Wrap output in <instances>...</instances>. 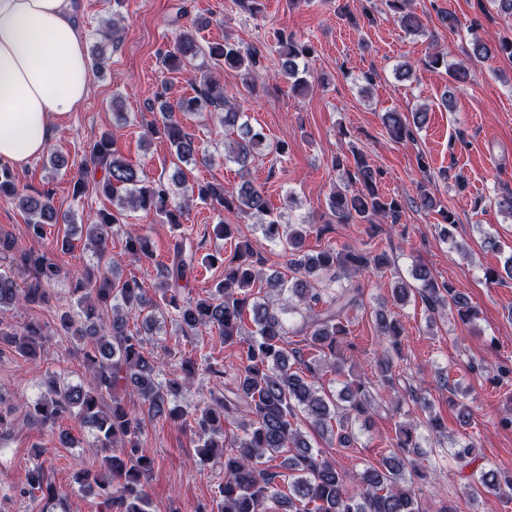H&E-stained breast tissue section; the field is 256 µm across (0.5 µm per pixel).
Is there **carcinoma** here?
Wrapping results in <instances>:
<instances>
[{
  "label": "carcinoma",
  "instance_id": "carcinoma-1",
  "mask_svg": "<svg viewBox=\"0 0 512 512\" xmlns=\"http://www.w3.org/2000/svg\"><path fill=\"white\" fill-rule=\"evenodd\" d=\"M411 0H386L395 20L408 33L424 31L421 18L410 8ZM202 23L193 21L175 34L172 46L163 55L170 71L191 70L190 96H169L164 86L147 104L154 119L147 125L149 136L166 141L171 153L180 162L206 161L199 157L193 137L180 119L184 114L206 112L216 115L226 130L240 131L239 139L225 154L242 171L241 183L229 192L213 183L187 186L186 175L179 170L170 180L160 177L149 180L144 172L128 163L117 148L114 134L103 133L90 147L91 162L105 169L106 178L95 189L112 199V211L100 212L85 225L86 247L96 262L86 266L75 277L73 294L77 295L78 311H63L59 327L81 347L83 362L91 371L87 385L71 384L56 378L44 383V390L34 401L30 417L36 424L53 427L59 421L75 416L95 431L102 459L96 471H81L78 483L88 494L103 497L105 512H149L150 501L145 490L147 474L153 459L142 441L141 420L122 404L120 394L139 396L152 417L181 419L188 412L177 404L186 381L199 370L217 375L216 364L190 358L184 364V376L158 380L159 370L154 356L147 351V337L153 335L161 303L177 311L181 328L195 332L216 327L224 344L238 349L242 368L236 386L224 393L210 394L203 407L192 415L201 441L203 458H224V485L215 500L216 512H268L267 502L277 503L278 512H427L414 487L420 475L414 456L418 444L412 430H398L395 447L398 452L387 457L382 468L372 466L349 477L322 452L312 448L295 423L297 416L323 435L336 439L341 448L354 447L356 421L367 416L371 408L373 385L389 387L400 397L421 405L411 386L397 388L399 375L395 361L401 357L402 324L385 311L375 314L376 332L381 351L375 379L346 380L338 394H333L315 381L316 366L336 375L344 374V363L336 353L354 348L349 339V312L358 307L363 296L361 286L351 282L334 290L316 284L336 281L340 274L365 271L382 273L390 266L386 252L338 250L328 245L320 251H305L307 227L284 224L273 216L264 190L245 178L249 165L266 142L263 129L243 120V112L234 102L224 83L209 76L213 68L227 67L239 72L242 86L250 93L258 92V72L262 54L249 45L226 39L204 44L198 39ZM281 58L277 77L288 84L289 91L301 94L309 88L307 59L313 53L311 44L294 33H277ZM512 59V40L504 39L491 48L477 40L473 54L484 58L492 53ZM448 52L439 49L429 59L430 67L448 69L456 83L470 77L462 66L448 67ZM426 120V113L410 114L391 110L383 114L382 123L396 141L412 140ZM354 168L347 172L348 183L332 188L328 208L337 224L357 222L375 226L384 217L397 224L402 213L401 201L383 193L384 171L373 166L361 153L353 154ZM0 199L21 210L28 217V234L40 239L47 224L72 223L68 216H59L48 189L22 185L13 170L0 166ZM199 201L238 218L250 217L262 225L264 237L285 245L292 281L274 272L266 277L263 298L253 297L251 288L259 272L258 251L249 242L238 240L236 225L221 220L214 225L215 236L233 243L230 258L211 256V262L224 264V280L216 286V296L199 300H180V289L187 287L196 269V250L185 237L175 238L171 264L157 263L145 235L127 232L126 250L137 262L154 265V288L160 295L150 297L136 279H121L107 259V247L115 226L123 223L124 212L140 209L163 217L166 223L179 225L184 210ZM9 257L29 271V278L19 282L0 273V312L19 305L47 304L50 286L64 275L63 268L47 254L15 240L0 238V256ZM419 286L400 279L392 289L394 302L405 304L410 298L421 300L432 314L448 310L463 323L470 322L475 311L459 289L438 282L423 266L412 271ZM303 309L302 322L293 328L283 319L285 312ZM251 316L255 330L243 337L245 316ZM141 321V330H129V322ZM309 338L321 358L304 368L293 365L300 359L291 347L289 335ZM41 324L29 322L14 328L0 322V344L26 359H33L43 346ZM248 418L243 436L232 451L217 452L224 421ZM280 460V471L272 472L266 464ZM282 478L287 490L275 484ZM27 485L48 500L65 507L52 482L40 467L29 472ZM473 496H491L512 500V477L493 470L471 475L468 483Z\"/></svg>",
  "mask_w": 512,
  "mask_h": 512
}]
</instances>
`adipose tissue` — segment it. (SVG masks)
<instances>
[{
  "label": "adipose tissue",
  "instance_id": "ef3b65f1",
  "mask_svg": "<svg viewBox=\"0 0 512 512\" xmlns=\"http://www.w3.org/2000/svg\"><path fill=\"white\" fill-rule=\"evenodd\" d=\"M91 72L73 0H0V163L25 168L53 120L84 102Z\"/></svg>",
  "mask_w": 512,
  "mask_h": 512
}]
</instances>
